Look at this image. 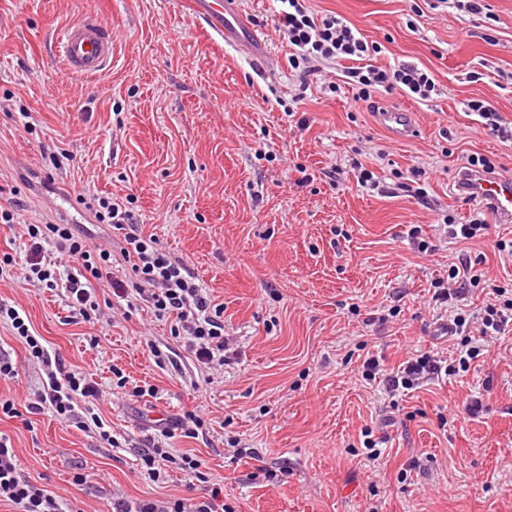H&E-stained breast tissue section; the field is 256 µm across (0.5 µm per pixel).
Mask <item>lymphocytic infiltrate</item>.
I'll use <instances>...</instances> for the list:
<instances>
[{
  "mask_svg": "<svg viewBox=\"0 0 512 512\" xmlns=\"http://www.w3.org/2000/svg\"><path fill=\"white\" fill-rule=\"evenodd\" d=\"M278 12L282 29L293 47L289 60L293 70L306 78L318 74L324 64L347 63L344 83L352 91L354 101L368 102L380 91H400L404 95L427 101L436 91L430 74L414 66L400 64L389 69L361 65L360 60L377 52V45L369 44L360 31L337 16H316L307 0H279ZM93 210L97 223L121 231L123 243L120 253L131 260L132 277L113 280L112 293L117 300L144 302L154 316L169 319L171 332L182 338L196 361L210 370L223 366L230 349L224 332V307L215 303L206 287L180 259L160 247L158 240L142 234L135 226L133 212L107 197H92L87 204ZM1 224H24L28 235V249L23 260L11 254L0 255V275L16 274L23 282L38 281L46 287L65 282L69 306L73 314L90 319L98 308L95 285L101 282L112 266V253L103 247H90L76 225L46 221L40 224L24 222L20 209L0 211ZM66 256L72 265L67 274H60L46 256L47 249ZM0 320L10 324L15 335L24 341L29 359L41 362L47 379L26 406H19L11 397H0V414L15 418L20 412L38 414L51 411L56 417L68 420L75 412L76 402L98 400L100 390L86 374L66 368L60 359L52 358L40 337L31 334L28 324L18 309L0 304ZM480 322L481 339L504 335L512 325V299L497 307L487 306L482 317H475L463 308H456L447 324L453 335H469L473 322ZM476 347L466 349L457 364H443L430 353L407 360L397 372L382 371L378 360L365 363L367 380L382 383L387 392L411 389L441 376L455 375L457 368L467 367L477 357ZM204 426L203 418L192 411L184 412L162 429V439L140 457L141 469L150 481L162 479L169 463H178L181 470L199 473L203 462L192 454L173 457L164 446L165 441L181 435L198 436ZM17 508L18 512H68L63 499L53 492L38 487L20 472V464L9 438L0 435V503ZM112 512H225L224 494L220 486H212L203 498L193 505L183 500H129L116 497Z\"/></svg>",
  "mask_w": 512,
  "mask_h": 512,
  "instance_id": "obj_1",
  "label": "lymphocytic infiltrate"
}]
</instances>
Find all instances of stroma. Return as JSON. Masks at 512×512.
<instances>
[{"label":"stroma","mask_w":512,"mask_h":512,"mask_svg":"<svg viewBox=\"0 0 512 512\" xmlns=\"http://www.w3.org/2000/svg\"><path fill=\"white\" fill-rule=\"evenodd\" d=\"M188 2L0 0V99H13L0 110V207L23 201L34 221L69 212L89 244L117 248L119 234L77 198L129 203L141 230L223 304L238 338L207 385L169 322L145 307L113 313L108 283L85 321L72 318L64 287L0 277V302L25 312L52 354L106 391L98 413L115 439L107 445L47 411L1 417L21 469L71 512H109L117 489L193 503L208 481L223 485L235 512H512V332L482 347L468 372L416 390L392 395L363 377L372 356L388 370L424 352L456 359L466 339L443 335L446 306L430 284L458 256L481 276L464 304L499 305L497 288L512 290V258L498 252L512 224L491 223L471 242L443 224L481 209L455 188L463 156L512 169V140L466 109L488 100L512 128V0H486L479 15L427 0H309L316 15H339L381 44L369 64L431 73L432 100L380 99L414 112L418 133L406 142L348 90L333 92L342 67L301 80L276 31V0H236L264 36L252 60L208 36ZM91 13L117 34L112 63L77 77L62 66L57 37ZM45 150L74 160L47 178ZM355 161L378 189L358 186ZM415 167L427 171L420 195L399 188ZM422 240L428 252H418ZM0 354L18 367L0 380V397L33 398L45 371L3 322ZM115 367L156 396L116 393ZM475 398L482 409L472 417ZM155 409L205 420L203 436L170 444L204 461L206 481L174 467L162 484L141 473ZM368 432L385 449L376 462L363 446ZM237 447L258 449L262 463L233 461Z\"/></svg>","instance_id":"35a3bbf8"}]
</instances>
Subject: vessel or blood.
I'll return each mask as SVG.
<instances>
[{
	"label": "vessel or blood",
	"mask_w": 512,
	"mask_h": 512,
	"mask_svg": "<svg viewBox=\"0 0 512 512\" xmlns=\"http://www.w3.org/2000/svg\"><path fill=\"white\" fill-rule=\"evenodd\" d=\"M191 11L210 34L233 43L247 56H255L262 43L260 35L244 20L235 19L232 0H191ZM112 28L102 20L88 16L68 26L59 38L58 53L73 73L93 76L112 62ZM380 124L396 139L406 140L417 131L412 112L391 107L379 113ZM481 194L487 198L499 223H512V174L473 173Z\"/></svg>",
	"instance_id": "vessel-or-blood-1"
}]
</instances>
